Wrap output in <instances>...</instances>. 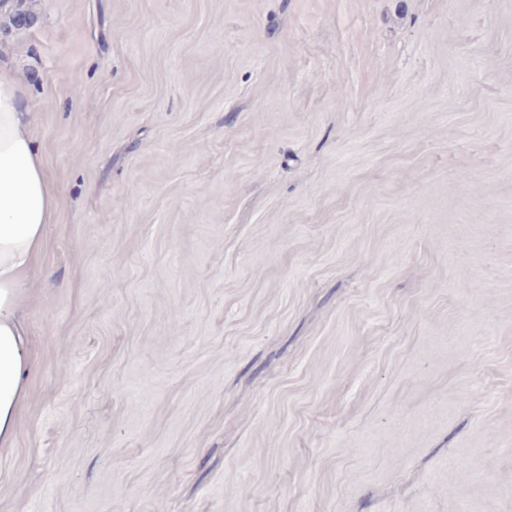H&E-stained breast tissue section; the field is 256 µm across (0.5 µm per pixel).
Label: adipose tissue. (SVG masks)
<instances>
[{
	"instance_id": "ef3b65f1",
	"label": "adipose tissue",
	"mask_w": 512,
	"mask_h": 512,
	"mask_svg": "<svg viewBox=\"0 0 512 512\" xmlns=\"http://www.w3.org/2000/svg\"><path fill=\"white\" fill-rule=\"evenodd\" d=\"M59 206L31 132L16 75L0 65V448L11 447L32 365L19 316L22 281L42 249Z\"/></svg>"
}]
</instances>
